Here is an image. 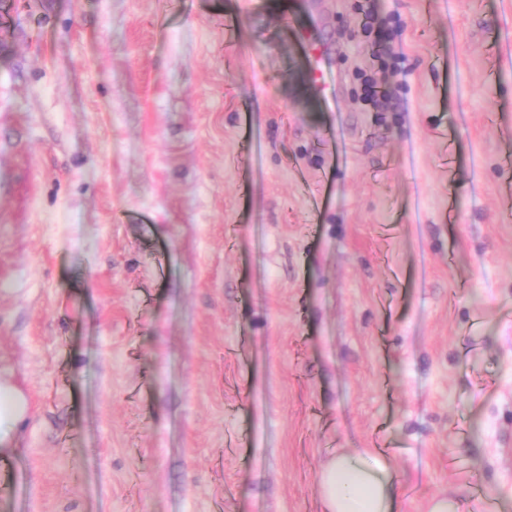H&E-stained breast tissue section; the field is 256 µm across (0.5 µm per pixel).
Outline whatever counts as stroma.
<instances>
[{"mask_svg":"<svg viewBox=\"0 0 512 512\" xmlns=\"http://www.w3.org/2000/svg\"><path fill=\"white\" fill-rule=\"evenodd\" d=\"M356 3L0 0V512H512V0ZM386 70L387 66L382 62L378 72L365 79L364 101L371 106L372 112H391L395 108L386 89ZM29 413V400L25 393L6 378H0V451L7 453L15 432ZM324 512H394L398 491L387 462L368 449L339 452L320 475Z\"/></svg>","mask_w":512,"mask_h":512,"instance_id":"obj_1","label":"stroma"}]
</instances>
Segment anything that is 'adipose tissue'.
<instances>
[{"instance_id":"obj_1","label":"adipose tissue","mask_w":512,"mask_h":512,"mask_svg":"<svg viewBox=\"0 0 512 512\" xmlns=\"http://www.w3.org/2000/svg\"><path fill=\"white\" fill-rule=\"evenodd\" d=\"M29 413V400L0 378V451L9 452L15 432ZM324 512H394L398 492L387 462L370 450L339 452L320 475Z\"/></svg>"}]
</instances>
